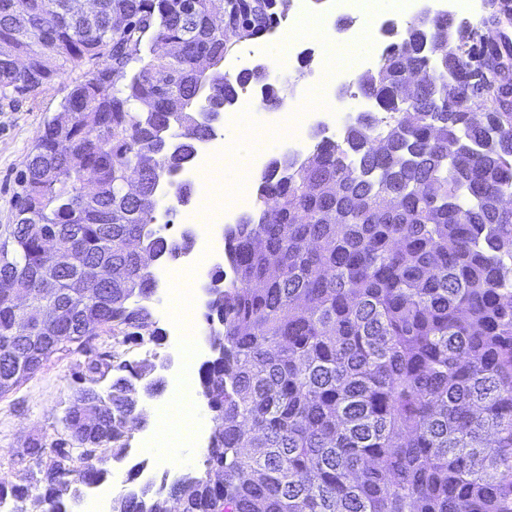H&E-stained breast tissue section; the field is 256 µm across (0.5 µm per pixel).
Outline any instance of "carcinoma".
I'll return each mask as SVG.
<instances>
[{
  "label": "carcinoma",
  "instance_id": "cac0c4a2",
  "mask_svg": "<svg viewBox=\"0 0 512 512\" xmlns=\"http://www.w3.org/2000/svg\"><path fill=\"white\" fill-rule=\"evenodd\" d=\"M0 0V92L32 94L67 64L64 110L35 141L16 224L0 242V397L68 343L84 321L124 346L166 333L149 306L148 253L193 247L155 228L159 189L211 132L210 98L279 84L249 68L214 86L219 61L278 29L289 0ZM493 51L468 25L416 18L356 88L375 108L302 159L274 157L256 208L224 231L233 276L210 275L204 320L213 358L197 371L214 429L204 471L112 499V512H512V7L490 0ZM148 60L137 70L139 53ZM95 172L98 191H83ZM70 250L43 252L41 231ZM94 286L80 295L73 282ZM26 293L57 318L19 333ZM223 327L218 332L214 324ZM87 364L63 425L35 440L27 485L0 483L22 512L37 491L69 512L81 486L121 457L135 393L153 367Z\"/></svg>",
  "mask_w": 512,
  "mask_h": 512
}]
</instances>
